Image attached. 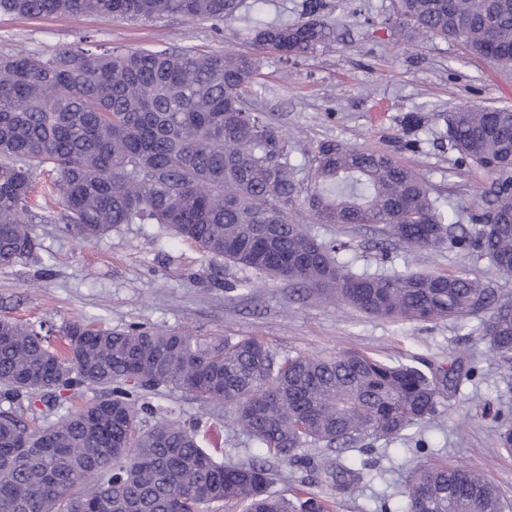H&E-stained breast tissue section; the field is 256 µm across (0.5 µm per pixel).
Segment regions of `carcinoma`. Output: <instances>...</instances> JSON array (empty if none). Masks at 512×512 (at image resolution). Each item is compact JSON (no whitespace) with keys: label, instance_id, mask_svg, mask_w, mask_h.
Returning a JSON list of instances; mask_svg holds the SVG:
<instances>
[{"label":"carcinoma","instance_id":"carcinoma-1","mask_svg":"<svg viewBox=\"0 0 512 512\" xmlns=\"http://www.w3.org/2000/svg\"><path fill=\"white\" fill-rule=\"evenodd\" d=\"M241 0H0L28 18L110 15L232 19ZM323 0H303L307 21L266 23L252 40L289 62L336 41ZM393 23L422 38L462 43L512 70V0H397ZM261 59L233 52L118 50L84 36L43 57L0 55V267L37 249L33 224L53 221L92 242L123 224H157L255 275L388 321L486 315L482 339L512 366V297L466 274L353 271L347 243L320 241L291 215L303 199L317 224H372L418 250L457 249L512 277V109L461 105L440 115L448 141L492 176L487 206L461 223L435 206L425 182L391 153L326 141L302 183L289 141L247 104ZM51 165L55 209L34 210L37 171ZM53 327L0 319V512H332L329 496L274 492L270 462L296 463L310 446L343 451L403 439L432 419L448 390L474 370L361 353L275 361L255 336H200L189 327ZM104 395L29 429L64 400ZM172 389L224 409L253 452L226 463L206 450L200 422L162 414ZM143 415L156 418L137 427ZM496 440L512 452V418L500 410ZM24 440L28 447L19 448ZM367 461L326 459L322 481L344 491ZM402 506L382 512H504L497 489L462 465L414 466Z\"/></svg>","mask_w":512,"mask_h":512}]
</instances>
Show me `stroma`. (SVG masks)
Wrapping results in <instances>:
<instances>
[{"mask_svg": "<svg viewBox=\"0 0 512 512\" xmlns=\"http://www.w3.org/2000/svg\"><path fill=\"white\" fill-rule=\"evenodd\" d=\"M302 0H244L223 31L209 22L165 17L143 22L99 15L29 19L0 14V54L23 50L49 55L90 35L118 49L194 47L203 51H253L250 32L262 23H295ZM325 17L338 39L313 54L282 63L264 55L249 91L255 103L287 134L289 161L298 179L313 173L312 151L336 141L396 151L427 183L437 207L470 212L483 203L491 178L461 163L445 134L442 114L458 105L512 107V76L441 39L420 41L386 29L395 0H326ZM323 241L349 243L355 271H465L512 293V280L496 276L476 256L420 252L386 238L377 228L315 224ZM36 252L0 269V319L49 321L54 326L87 318L105 327L142 324L188 326L201 334L257 336L276 359L298 354L331 356L356 350L383 360L420 358L445 366L462 358L475 374L459 393H447L437 415L409 430L406 439L375 442L368 477L335 495L334 512H376L380 497L399 502L409 469L419 461L463 464L496 485L512 508V454L494 445L497 423L484 405L512 412V369L497 364L481 339L482 316L433 323L396 324L301 292L286 282L206 258L199 247L178 242L156 224H125L99 240L80 243L65 225H34ZM250 287H243V280ZM163 404L182 420L201 422L206 445L226 460L249 456L247 437L182 391ZM306 463L278 465L275 490L300 485L320 491L316 463L328 457L308 448Z\"/></svg>", "mask_w": 512, "mask_h": 512, "instance_id": "35a3bbf8", "label": "stroma"}]
</instances>
